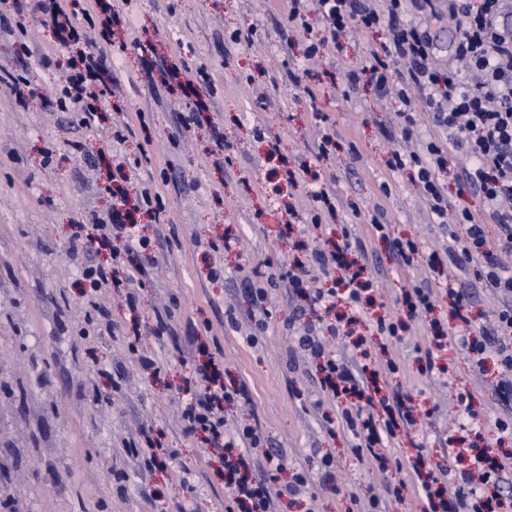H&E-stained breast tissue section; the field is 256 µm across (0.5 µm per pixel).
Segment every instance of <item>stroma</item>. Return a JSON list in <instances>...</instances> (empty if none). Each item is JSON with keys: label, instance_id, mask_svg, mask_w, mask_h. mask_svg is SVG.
I'll return each mask as SVG.
<instances>
[{"label": "stroma", "instance_id": "stroma-1", "mask_svg": "<svg viewBox=\"0 0 512 512\" xmlns=\"http://www.w3.org/2000/svg\"><path fill=\"white\" fill-rule=\"evenodd\" d=\"M283 7L284 0H119L133 36L162 39L192 68L209 72L201 90L210 111L192 126L189 100L151 91L159 73H145L130 51L104 59L123 82V94L103 104L95 132L76 133L83 152L66 143L74 113L0 96V512H177L196 495L207 499L211 512H224L217 468L204 464L202 443L185 438L176 416L179 388L197 360L192 332L207 324L223 353L225 380L247 384V400L226 409L228 419L260 424L274 447L285 449L281 480L299 468L311 477L305 493L280 500L279 512H351V494L396 487L395 469L382 472L357 460L350 434L325 427V415L336 406L318 391L292 325L320 317V310L303 308L284 288L270 289L259 305L245 291L246 276L289 269L288 213L304 212L314 189L305 180L279 196L267 191L269 166L257 130L278 137L287 163H310L335 189L336 215L324 218L321 238L347 222L350 203L359 205L357 233L376 281L375 298L388 313L396 311L400 288L421 283L422 276L400 270L389 243L372 233L370 218L389 224L393 235L415 237L425 254L447 241L448 227L435 223L417 186L383 167L401 146L393 134L394 101H379L367 87L349 99L342 95L346 71L380 46L386 30H350L341 51L312 66V101L286 73L303 67V50L320 33L295 30L290 46H282ZM26 25L23 35L0 32V67L30 70L32 81L46 89L58 86L66 61L52 53L43 16H31ZM252 25V44L231 42L234 31ZM138 112L145 128L109 151L112 127ZM216 128L234 148L226 166L211 157ZM327 130L335 132L337 145L323 154L319 144ZM143 150L151 164L142 180L164 172L170 177L162 188L164 229L140 227L158 260L139 291L142 317L166 326L163 344L140 339L143 351L166 366L156 379L134 364L126 340L85 327L81 271L105 262L107 251H70L74 236L91 233V214L111 209L117 166ZM387 179L392 192L385 195L379 185ZM228 235L237 240L229 252L222 248ZM230 315L236 326L226 325ZM259 318L266 327L254 340ZM425 343L414 326L387 349L370 348L372 359L387 353L400 361L399 372L381 375L380 385L410 394L430 412L423 430L401 438L394 455L410 457L421 441L432 460H445L446 439L461 417V388L473 395L487 443L512 448V437L498 438L492 427L496 417L512 414L496 399L497 373L478 370L462 350L447 346L436 352L447 374H420L414 357ZM144 426L162 447L180 451L175 463L148 475L123 452L124 440ZM326 454L334 470L325 484L320 459Z\"/></svg>", "mask_w": 512, "mask_h": 512}]
</instances>
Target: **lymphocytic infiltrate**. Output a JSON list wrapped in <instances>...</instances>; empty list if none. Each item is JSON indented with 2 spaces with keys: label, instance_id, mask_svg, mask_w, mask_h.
Listing matches in <instances>:
<instances>
[{
  "label": "lymphocytic infiltrate",
  "instance_id": "lymphocytic-infiltrate-1",
  "mask_svg": "<svg viewBox=\"0 0 512 512\" xmlns=\"http://www.w3.org/2000/svg\"><path fill=\"white\" fill-rule=\"evenodd\" d=\"M47 12L58 46L70 54L72 68L56 94L60 110L75 113L81 128L96 124L100 105L120 96L121 84L114 80L101 60L114 45L112 17L95 19L83 0H63L47 8L45 0H13L8 11L0 12V29L13 31L38 12ZM450 17L456 21V42L447 66L435 64L437 46L430 33V21ZM99 22L102 38L84 40L87 24ZM289 28H310L320 24L325 34L320 42L305 47L303 55L317 57L323 46L337 44L341 33L351 28L369 30L387 26L389 38L370 52L361 70L349 71L347 90L356 93L360 81H368L379 97L392 96L401 104L397 115L400 133L411 138L418 124L415 105H422L432 117L435 134L421 150L392 151L384 161L390 173L408 172L431 204L437 220L454 214L464 233L449 231L444 252H431L426 264L429 272L453 265L474 274L477 283L495 292L503 303L492 325L476 323L471 317L472 294L469 287L448 289V329L434 332L431 348L418 356L420 373L435 374L434 351L444 340L460 344L466 354L484 362L493 354L503 378L497 392L504 404H512V269L502 262L512 253V0H380L373 8L368 0H288ZM462 153L467 166L457 180L459 192L478 195L481 212L448 205V187L442 176L448 171L449 151ZM142 209L154 223L164 221L165 205L157 187H146L136 196L119 190L112 194L109 217H93L92 242L110 252L107 265H89L81 272L83 307L86 315L99 317L100 335H114L117 328L109 312L97 301L105 291L124 295L128 306H135L139 288L144 287L148 271L142 264L150 242L140 236L132 218L133 209ZM321 224L313 215L310 224L299 230L298 249L307 251V261L288 271V285L302 288L319 273L334 276L332 288L317 291L313 299L321 303H360L361 292L373 285L365 266H354L348 256L361 247L350 227H342L333 251L310 246L313 228ZM437 297L432 288L414 285L401 289L396 297L403 317L377 315L373 323L379 335L401 339L408 322L432 312ZM299 344L317 362L316 376L321 391L340 401L335 420L354 437L351 452L378 468L395 465L424 501V512H505L512 508V458L498 457L488 449L464 447L463 436L469 425H459L458 450L447 465L432 463L425 449L414 457L390 462L386 445L410 432L417 425L416 407L409 394L398 390L389 395H373L368 368L337 357L317 338L309 325ZM207 359L184 381L188 398L179 410L184 436L203 440V457L219 462L224 480L225 512H277L283 494H297L310 477L296 471L286 489L276 483L283 470L282 450L268 447L265 435L256 425L227 429L225 404L246 398L245 384L224 385L220 369L223 362L207 345H200ZM243 446L262 452L266 476L252 481L242 474L244 458L229 460V449Z\"/></svg>",
  "mask_w": 512,
  "mask_h": 512
}]
</instances>
